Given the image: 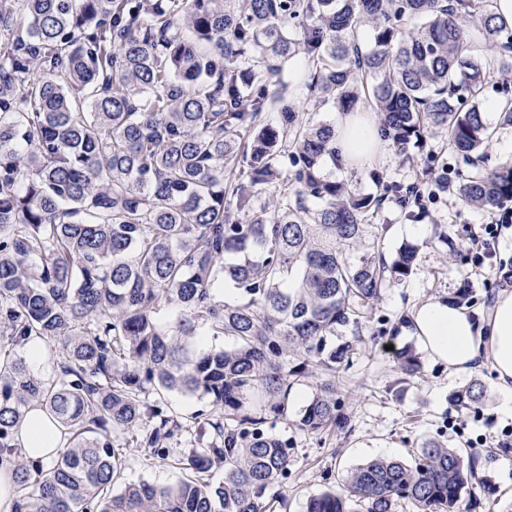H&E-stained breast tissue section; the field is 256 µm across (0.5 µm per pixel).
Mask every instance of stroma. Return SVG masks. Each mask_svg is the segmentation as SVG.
<instances>
[{
    "label": "stroma",
    "instance_id": "1",
    "mask_svg": "<svg viewBox=\"0 0 512 512\" xmlns=\"http://www.w3.org/2000/svg\"><path fill=\"white\" fill-rule=\"evenodd\" d=\"M420 169V163L405 161L391 149L373 170L339 167L333 174L376 194L390 184L414 182ZM492 219L491 213L447 194L426 202L418 217L408 218L389 203L371 220L367 242L388 257L402 244L417 246L416 270L387 286L376 323L364 328L360 354L339 381L351 419L349 433L311 434L292 422L277 423L276 432L294 442V465L288 480L275 489L274 512H305L310 495L340 486L357 466L378 457L411 460L430 441L476 452L478 474L488 480L491 490L480 493L474 512H512V448L501 444L502 429L512 425V405L487 395L482 409L463 415L460 429H449L448 420L455 414L449 397L468 385V378L450 376L447 364L424 356L420 375L405 380L392 356L393 349L417 344L404 330L405 317L417 305L451 296L466 283L472 291L469 311L478 313L490 306L504 281L498 270L477 265L470 238ZM381 327L387 333L380 338L376 332ZM480 436L486 443L478 447L474 441ZM180 476L178 469L137 450L131 451L123 472L124 482L159 486Z\"/></svg>",
    "mask_w": 512,
    "mask_h": 512
}]
</instances>
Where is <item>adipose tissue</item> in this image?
Returning a JSON list of instances; mask_svg holds the SVG:
<instances>
[{"mask_svg":"<svg viewBox=\"0 0 512 512\" xmlns=\"http://www.w3.org/2000/svg\"><path fill=\"white\" fill-rule=\"evenodd\" d=\"M336 140L344 167L363 169L378 160L385 143L369 113L343 112L336 121ZM409 323L423 350L446 363L451 374L465 376L490 369L494 386L512 397V289L502 288L485 313L472 316L445 299L417 306ZM20 452L49 466L63 442L41 409H31L19 429Z\"/></svg>","mask_w":512,"mask_h":512,"instance_id":"ef3b65f1","label":"adipose tissue"}]
</instances>
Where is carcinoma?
Segmentation results:
<instances>
[{
    "instance_id": "cac0c4a2",
    "label": "carcinoma",
    "mask_w": 512,
    "mask_h": 512,
    "mask_svg": "<svg viewBox=\"0 0 512 512\" xmlns=\"http://www.w3.org/2000/svg\"><path fill=\"white\" fill-rule=\"evenodd\" d=\"M0 41V458L13 457L14 512H268L294 457L276 423L349 426L336 378L359 349L336 331L374 321L416 249L347 252L387 202L412 217L448 188L430 140L456 157L462 201L512 202V162L487 165L480 109L491 90L512 124V26L493 0H0ZM297 61L318 105L371 112L401 153L426 152L418 192L327 174L335 123L292 98L282 74ZM35 339L50 376L18 352ZM395 359L420 373L413 350ZM304 381L315 393L298 409ZM165 393L217 414L195 415L196 447L177 456ZM485 398L475 379L452 402L470 413ZM33 406L66 440L47 470L15 443ZM119 434L180 480L115 489ZM477 480L474 455L432 441L411 464L356 467L306 512H461Z\"/></svg>"
}]
</instances>
